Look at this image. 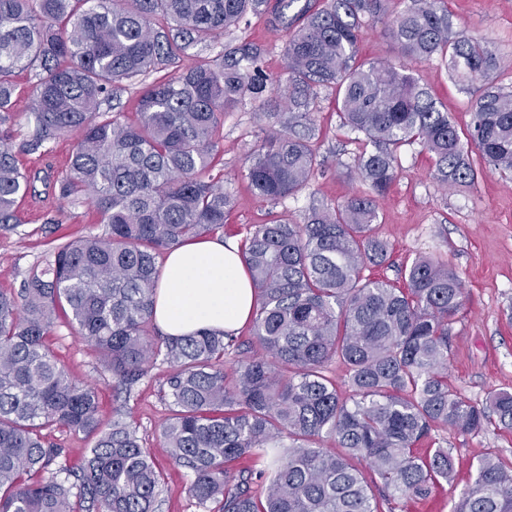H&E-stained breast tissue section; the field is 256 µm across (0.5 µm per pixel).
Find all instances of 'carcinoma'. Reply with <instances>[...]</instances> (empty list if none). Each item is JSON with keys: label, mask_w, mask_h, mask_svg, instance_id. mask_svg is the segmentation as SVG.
Here are the masks:
<instances>
[{"label": "carcinoma", "mask_w": 512, "mask_h": 512, "mask_svg": "<svg viewBox=\"0 0 512 512\" xmlns=\"http://www.w3.org/2000/svg\"><path fill=\"white\" fill-rule=\"evenodd\" d=\"M295 2L0 0V127L12 120L15 71L33 73L26 147L37 152L77 136L59 196L85 197L107 225L54 247L19 294L0 290V512L158 509L164 474L136 427L120 410L102 424L94 388L70 378L47 344L60 311L127 392L157 359L173 367L164 447L190 474L197 503L219 512H394L396 500L424 498L453 480L448 449L418 448L431 431L471 433L492 423L512 430L511 391L480 405L448 385L452 324L465 298L448 263L414 258L403 288L363 276L387 259L374 224L401 146L422 143L445 185L477 181L467 145L512 176V90L491 83L499 57L453 31L443 0H410L396 12L389 0H305L290 16ZM250 15L287 33L285 111L268 113L280 129L247 160L256 195L280 201L321 166L311 140L323 87L336 90L343 124L364 136L356 167L370 193L316 200L304 224L249 228L241 253L263 353L242 357L229 374L224 355L238 348L234 336L157 338L153 307L158 258L224 233L231 198L224 175L213 173L224 153V113L271 102L263 52L249 42L218 60L168 69ZM379 21L401 56L441 57L474 96L466 134L404 67L356 61L363 28ZM123 82L143 85L136 120L101 118L112 86ZM36 179L1 137L0 230L13 229L17 202L35 192ZM334 363L346 369L345 391L327 375ZM53 427L92 438L79 472L47 442ZM327 437L339 451L321 447ZM265 456L278 459L270 472L234 468ZM257 483L266 485L262 498ZM452 512H512V463L481 460Z\"/></svg>", "instance_id": "obj_1"}]
</instances>
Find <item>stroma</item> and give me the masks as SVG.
<instances>
[{
    "label": "stroma",
    "mask_w": 512,
    "mask_h": 512,
    "mask_svg": "<svg viewBox=\"0 0 512 512\" xmlns=\"http://www.w3.org/2000/svg\"><path fill=\"white\" fill-rule=\"evenodd\" d=\"M445 4L456 30L487 42L497 55L510 59V66L498 73L497 81L512 86V0H445ZM285 40V33L253 19L198 44L195 52L215 59L225 46L253 41L265 50L264 70L282 81L286 78ZM403 63L456 127L467 129L471 97L449 78L445 66L436 59ZM13 81L15 118L10 144L19 166L41 177L35 194L19 204L16 228L0 230V289L16 293L29 269L48 257L55 243L102 232L104 226L91 204L81 199L63 202L54 192L55 183L67 173L74 138L57 139L45 154L23 150L31 131L28 112L34 77L20 72ZM313 118L319 129L317 147L323 164L301 192L274 203L259 198L244 175L248 155L257 141L273 130V122L260 117L249 103L225 113L224 154L219 166L224 171V190L232 198L225 217V238L242 240L250 225L266 223L275 216L305 223L314 198L340 203L367 192V185L355 172L362 144L343 126L332 90H319ZM398 160L395 181L379 203L376 221L377 235L388 247V259L370 273L401 287L405 284L403 271L416 256L433 255L447 261L465 288L464 307L453 329L448 382L475 404L485 402L493 391H512V180L485 168L473 186L444 187L435 175L430 154L418 142L402 146ZM49 344L71 378L97 388L102 421H111L116 409L127 406L145 448L167 474L158 512H204L188 490L183 468L173 463L163 446L161 431L173 415L164 394L170 365L156 362L125 401L116 396L112 373L90 342L58 322ZM432 437L437 445L450 450L455 481L435 484L426 499L402 501V512H451L459 493L473 480L480 458L512 460V432L495 426L475 433L447 429L433 432Z\"/></svg>",
    "instance_id": "obj_1"
}]
</instances>
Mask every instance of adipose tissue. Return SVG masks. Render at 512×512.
Returning a JSON list of instances; mask_svg holds the SVG:
<instances>
[{"label": "adipose tissue", "mask_w": 512, "mask_h": 512, "mask_svg": "<svg viewBox=\"0 0 512 512\" xmlns=\"http://www.w3.org/2000/svg\"><path fill=\"white\" fill-rule=\"evenodd\" d=\"M253 304L238 244L202 240L168 253L154 320L172 337L203 329L234 331L249 320Z\"/></svg>", "instance_id": "1"}]
</instances>
